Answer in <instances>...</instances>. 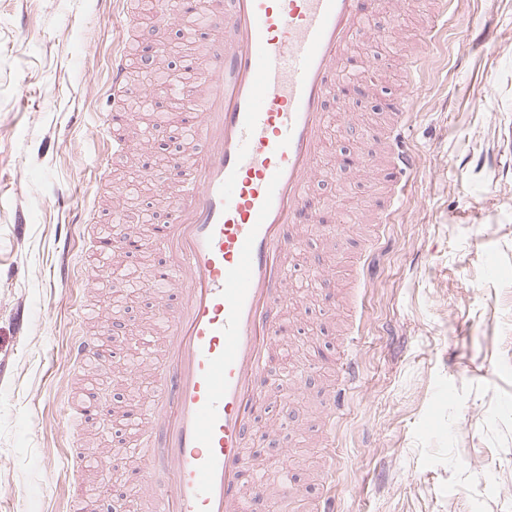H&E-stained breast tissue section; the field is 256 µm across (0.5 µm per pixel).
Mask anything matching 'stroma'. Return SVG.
Masks as SVG:
<instances>
[{
	"mask_svg": "<svg viewBox=\"0 0 512 512\" xmlns=\"http://www.w3.org/2000/svg\"><path fill=\"white\" fill-rule=\"evenodd\" d=\"M138 24L121 31L118 0H0V512H69L73 477L66 455L112 434L135 444L138 434L98 423L69 429L59 419L68 395L95 393L93 375L66 360L77 330L71 306L109 299L93 285L92 225L87 208L103 204L110 182L138 177L133 216L163 217L166 196L146 169H163L173 144L169 123L150 156L103 172L97 138L87 126L110 109L107 67L122 42L135 71L155 18V0H132ZM423 0H410L401 20L380 18L374 35L354 48L394 88L404 77L397 54L414 51ZM448 33L435 48L409 118L406 142L420 168L393 222L373 246L323 236L310 227L297 252L298 281L329 268L336 291L351 278L363 318L327 297L305 294L308 307L291 349H278L270 376L294 363L302 390L295 421L278 445L287 467L263 457L271 481L291 489L274 512H306L323 492L336 512H512V0H454ZM383 96L361 98L353 130L335 114L324 143L337 154L377 151L373 134ZM381 184L339 172L312 185L327 216L342 226L372 205ZM71 227L77 261L71 280L54 282L58 225ZM357 339L359 380L332 408L337 358L345 333ZM336 458L325 482L323 462Z\"/></svg>",
	"mask_w": 512,
	"mask_h": 512,
	"instance_id": "stroma-1",
	"label": "stroma"
}]
</instances>
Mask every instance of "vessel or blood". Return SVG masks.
I'll return each mask as SVG.
<instances>
[{"mask_svg": "<svg viewBox=\"0 0 512 512\" xmlns=\"http://www.w3.org/2000/svg\"><path fill=\"white\" fill-rule=\"evenodd\" d=\"M418 40L436 44L448 15V0H427ZM404 0H159L155 44L166 54L168 36L182 19L204 15L198 38L207 66L193 72L180 94L187 114L173 139L159 182H174L165 219L151 239L129 232L121 207L122 188L109 198L111 233L97 237L98 275L113 290L125 287L110 258L135 256L157 242L161 260L145 275L162 287L157 304L163 322L160 364H148L153 388L149 404L125 412L144 433L137 452L110 449L99 459L102 475L125 471L138 461L145 472V512H254L270 499L269 481L249 479L266 439L259 433L267 385L280 397L296 390L293 380L268 381L266 370L286 329L281 310L291 302L298 234L320 223L310 186L319 173L329 106L351 108L350 89L367 93V82L346 73L354 39L372 29L379 15L399 16ZM428 64L424 55L401 60L404 85L389 91L390 112L381 132L383 157L361 154L353 174L385 178L374 224L390 223L416 170L402 146L405 118L412 112ZM130 64L114 46L110 83L126 91ZM134 124L131 112L103 113L92 129L108 141L107 156L151 152L155 139L120 136ZM102 339L73 337L67 359L77 369L98 359ZM105 405L72 400L65 423L101 419ZM68 466L82 478L93 464L70 453Z\"/></svg>", "mask_w": 512, "mask_h": 512, "instance_id": "obj_1", "label": "vessel or blood"}]
</instances>
